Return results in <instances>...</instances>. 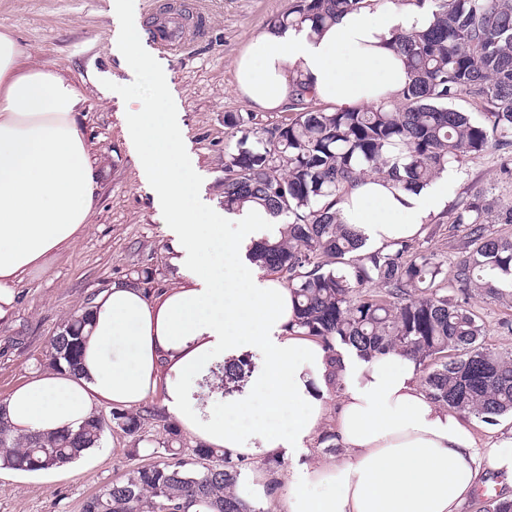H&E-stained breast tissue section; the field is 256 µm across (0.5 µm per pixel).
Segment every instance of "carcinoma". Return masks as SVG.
<instances>
[{"label": "carcinoma", "mask_w": 512, "mask_h": 512, "mask_svg": "<svg viewBox=\"0 0 512 512\" xmlns=\"http://www.w3.org/2000/svg\"><path fill=\"white\" fill-rule=\"evenodd\" d=\"M364 0H292L274 17L276 29L314 31L361 7ZM432 16L423 30L397 32L409 82L396 98L374 106L323 108L310 84L296 80L288 121L255 126L251 113H226L224 125L242 133L224 159V209L249 201L283 224L280 238L259 241L249 258L293 294L292 325L372 360L388 352L412 359L432 401L493 425L512 413V351L485 343L486 315L475 294L512 302V202L481 193L459 200L438 218L449 224L453 260L412 239L368 250L336 210L344 194L370 173L413 190L490 150L512 178V0H415ZM468 100L474 111L453 105ZM89 306L50 340L52 367L79 370ZM254 365L224 360V386L247 384ZM112 430L135 438L136 464L87 498L83 512H264L235 487L254 458L223 449L183 446L178 426L145 407L112 405ZM162 423L164 438L143 434ZM100 416L77 430L17 438L0 419V467L37 472L73 462L98 447Z\"/></svg>", "instance_id": "cac0c4a2"}]
</instances>
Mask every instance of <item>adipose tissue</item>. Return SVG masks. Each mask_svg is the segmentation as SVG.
<instances>
[{
    "mask_svg": "<svg viewBox=\"0 0 512 512\" xmlns=\"http://www.w3.org/2000/svg\"><path fill=\"white\" fill-rule=\"evenodd\" d=\"M430 21L412 0H365L317 34L267 31L236 59L235 90L253 108L274 112L287 106L302 77L320 102L376 104L398 96L409 80L389 47L395 33ZM144 36L139 24L124 28L121 60L163 85ZM80 102L73 84L0 33V322L13 318L24 274L66 249L91 220L97 173L77 120ZM125 127L171 228L170 263L189 274L154 302L133 283L102 291L78 373L31 372L0 402V419L13 434L75 428L101 405L133 408L161 386L167 413L187 433L238 455H293L331 423L344 455L291 472L287 512H459L485 468L512 486V428L499 426L482 448L472 423L426 396L411 359L390 352L366 362L342 348L329 356L318 339L291 328L294 299L279 280L254 266L246 278L237 276L243 243L276 237L274 219L247 203L223 223L199 206L165 94L128 112ZM451 191L445 174L415 191L372 175L338 208L366 247L380 248L419 236ZM253 347L264 352L266 366L252 380L250 399L205 411L189 398L190 380Z\"/></svg>",
    "mask_w": 512,
    "mask_h": 512,
    "instance_id": "obj_1",
    "label": "adipose tissue"
}]
</instances>
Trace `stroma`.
Masks as SVG:
<instances>
[{
	"label": "stroma",
	"mask_w": 512,
	"mask_h": 512,
	"mask_svg": "<svg viewBox=\"0 0 512 512\" xmlns=\"http://www.w3.org/2000/svg\"><path fill=\"white\" fill-rule=\"evenodd\" d=\"M163 0H0V31L14 35L46 69L80 91L79 122L98 172L99 192L87 231L30 269L18 286L11 322L0 323V401L43 366L51 336L87 301L139 269L152 273L150 299L171 289V238L152 188L143 182L127 140L124 117L150 96L146 76L126 68L118 34L133 22L149 27ZM182 11L203 9L204 33L182 52L149 44L162 64L165 91L177 120L203 203L223 210L224 155L236 140L224 125L228 112H248L233 89V62L251 37L288 9L291 0H173ZM452 198L469 189L512 201V181L499 173L496 153L467 161L453 174ZM133 438L105 430L100 447L58 469L26 473L0 469V512H82L85 500L127 473Z\"/></svg>",
	"instance_id": "stroma-1"
}]
</instances>
